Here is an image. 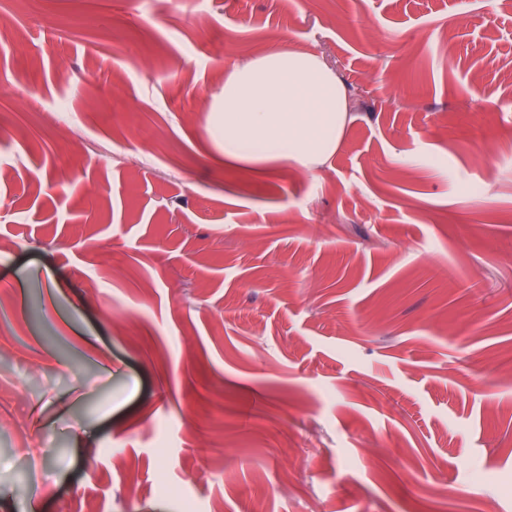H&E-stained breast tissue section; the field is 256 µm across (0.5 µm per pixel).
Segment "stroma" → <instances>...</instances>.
Segmentation results:
<instances>
[{
	"mask_svg": "<svg viewBox=\"0 0 512 512\" xmlns=\"http://www.w3.org/2000/svg\"><path fill=\"white\" fill-rule=\"evenodd\" d=\"M354 119L224 161V72ZM0 512H512V0H0ZM347 89L312 52L277 50L235 63L224 76V160L316 169L351 121Z\"/></svg>",
	"mask_w": 512,
	"mask_h": 512,
	"instance_id": "1",
	"label": "stroma"
}]
</instances>
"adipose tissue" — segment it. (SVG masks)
<instances>
[{
	"label": "adipose tissue",
	"instance_id": "ef3b65f1",
	"mask_svg": "<svg viewBox=\"0 0 512 512\" xmlns=\"http://www.w3.org/2000/svg\"><path fill=\"white\" fill-rule=\"evenodd\" d=\"M351 116L347 90L312 52L278 50L233 64L224 77V158L306 170L336 151Z\"/></svg>",
	"mask_w": 512,
	"mask_h": 512
}]
</instances>
